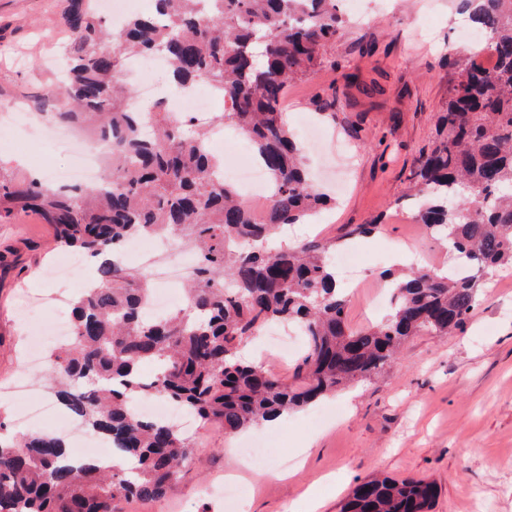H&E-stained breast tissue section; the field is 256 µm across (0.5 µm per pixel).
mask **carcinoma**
I'll use <instances>...</instances> for the list:
<instances>
[{
	"label": "carcinoma",
	"instance_id": "carcinoma-1",
	"mask_svg": "<svg viewBox=\"0 0 512 512\" xmlns=\"http://www.w3.org/2000/svg\"><path fill=\"white\" fill-rule=\"evenodd\" d=\"M95 3L68 0L67 80L42 104L106 136L108 164L99 183L69 192L0 165V223L36 212L61 245L102 259L74 303L71 347L51 355L44 383L126 465L73 462L50 432L0 436V512H123L163 498L193 444L175 424L137 416L133 395L151 392L234 435L373 376L415 336L461 330L479 297L472 276L413 271L395 278L384 321L353 329L330 263L336 243L272 244L278 229L330 203L308 177L283 103L288 84L316 73L341 36L336 0H155L153 15L117 31ZM460 5L481 40L448 58V103L413 191L417 222L445 237L454 259L485 269L512 264V0ZM154 52L179 86L207 84L224 98L219 121L252 142L270 178L261 212L217 176L224 162L204 129L159 106L128 110L119 84L128 59ZM151 235L198 254L183 307L164 319L147 317L148 276L121 257L127 241ZM271 322L295 324L306 338L291 382L240 353ZM146 363L155 366L149 379ZM439 495L421 477L370 478L338 512H433Z\"/></svg>",
	"mask_w": 512,
	"mask_h": 512
}]
</instances>
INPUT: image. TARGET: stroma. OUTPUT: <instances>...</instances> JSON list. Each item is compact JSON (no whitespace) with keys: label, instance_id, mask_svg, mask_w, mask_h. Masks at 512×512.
<instances>
[{"label":"stroma","instance_id":"35a3bbf8","mask_svg":"<svg viewBox=\"0 0 512 512\" xmlns=\"http://www.w3.org/2000/svg\"><path fill=\"white\" fill-rule=\"evenodd\" d=\"M65 0H0V114L20 105L41 109L56 71L40 67L45 54L68 38ZM458 0H343L349 23L329 46L315 74L288 88L285 112L294 132L319 125L326 138L306 150L312 173L336 205L288 239L334 241L337 254L356 253L360 286L348 295L352 327L383 320L389 302H377L383 280L417 265L439 270L452 258L447 244L422 224L395 221L412 212L416 161L437 135L452 71L448 44L464 29ZM67 152L44 137L21 136L0 145V163L20 173L38 163L63 166ZM377 221L370 234L350 236ZM56 228L34 212L0 223V388L23 375L31 332L17 319L21 297H49L44 277L59 255ZM480 296L463 329L448 336H417L369 380L289 413L272 424L225 437L208 425L194 441V462L164 499L128 504L127 512H227L225 501L199 495L200 486L242 470V512H295L307 488L318 491L317 512H338L356 484L374 475L435 480L434 512H512V267L480 271ZM290 354L266 337L245 345L262 364L291 378L304 342L289 334ZM268 440L263 467L241 454L249 441ZM234 455H227L226 446Z\"/></svg>","mask_w":512,"mask_h":512}]
</instances>
